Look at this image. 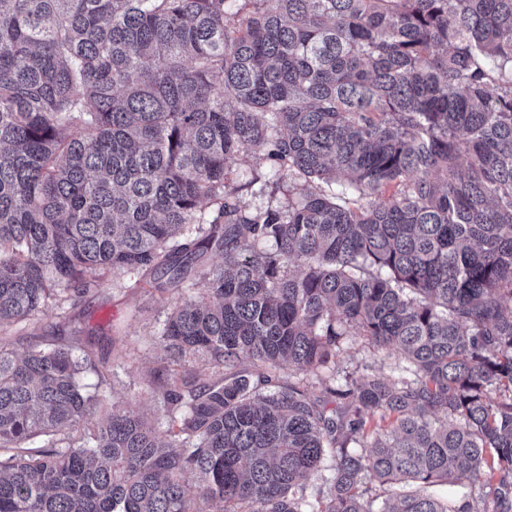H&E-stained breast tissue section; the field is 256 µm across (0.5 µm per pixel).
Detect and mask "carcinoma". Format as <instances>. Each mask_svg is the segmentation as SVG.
<instances>
[{"mask_svg": "<svg viewBox=\"0 0 512 512\" xmlns=\"http://www.w3.org/2000/svg\"><path fill=\"white\" fill-rule=\"evenodd\" d=\"M108 271L203 285L162 339L224 377L157 373L162 439L0 336V512H512V0H0V333ZM260 157H262V152L259 149H253L247 155L232 162L231 167L233 170H237V172H248L246 177L237 180L238 185H243L248 182L249 178H251L250 172H252V174H259L262 176V179H264V177L267 178L271 176V169L263 160H259ZM390 358H384L370 348L364 340L353 338L343 344L341 352L336 357V371L340 376L346 373L361 375L376 372L380 376H392L399 356L394 351ZM333 476V461L330 458H327L324 461V466L321 472L316 476H311L305 482L307 494L310 495L313 500L318 498L322 492L326 491V488H328L331 483Z\"/></svg>", "mask_w": 512, "mask_h": 512, "instance_id": "1", "label": "carcinoma"}]
</instances>
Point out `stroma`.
<instances>
[{
  "label": "stroma",
  "mask_w": 512,
  "mask_h": 512,
  "mask_svg": "<svg viewBox=\"0 0 512 512\" xmlns=\"http://www.w3.org/2000/svg\"><path fill=\"white\" fill-rule=\"evenodd\" d=\"M182 299V294L161 293L149 283L110 274L97 290L64 306H49L34 319L13 326L9 334L20 353L33 345L80 341L94 360L80 377L85 391L103 396L116 408H136L162 432L166 419L157 407L151 377L169 363L160 336L170 309ZM395 364V358L380 356L359 338L348 340L336 358L342 375L375 372L388 377Z\"/></svg>",
  "instance_id": "stroma-1"
}]
</instances>
